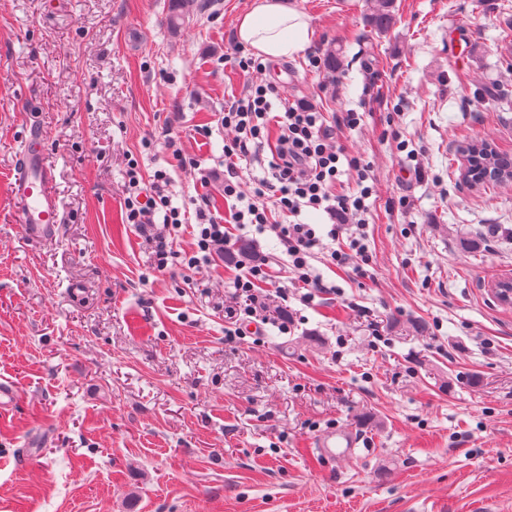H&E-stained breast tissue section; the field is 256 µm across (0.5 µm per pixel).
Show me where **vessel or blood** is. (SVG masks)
Returning a JSON list of instances; mask_svg holds the SVG:
<instances>
[{
  "instance_id": "1",
  "label": "vessel or blood",
  "mask_w": 512,
  "mask_h": 512,
  "mask_svg": "<svg viewBox=\"0 0 512 512\" xmlns=\"http://www.w3.org/2000/svg\"><path fill=\"white\" fill-rule=\"evenodd\" d=\"M53 173L45 160L43 134L29 133L17 156L10 190L21 204V224L26 238L42 241L53 238L61 224L59 204L52 192ZM356 439L349 432L330 430L319 436L317 447L327 459H350Z\"/></svg>"
}]
</instances>
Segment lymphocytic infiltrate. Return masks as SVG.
Masks as SVG:
<instances>
[{
    "label": "lymphocytic infiltrate",
    "mask_w": 512,
    "mask_h": 512,
    "mask_svg": "<svg viewBox=\"0 0 512 512\" xmlns=\"http://www.w3.org/2000/svg\"><path fill=\"white\" fill-rule=\"evenodd\" d=\"M277 95L272 84H251L225 107L221 122L233 136L224 143V197L233 206L226 218L212 214L204 205L196 209L194 248L188 263L212 261L230 246L234 230L249 226L259 232L269 229L286 249L293 284L302 289L303 300L310 301L324 288L309 267L321 238L313 225L299 222V214L305 209L323 211L338 224H367L373 176L369 162L347 155L334 141L315 105L298 100L277 107L272 103ZM263 150L271 155L268 175L257 183L252 199H244L238 163ZM346 171L351 172L354 186L351 191L337 192L336 185ZM125 180L126 221L146 233L158 267H165L173 255L171 235L187 221L165 193L168 173L159 169L152 178H145L137 160L132 159ZM275 211L289 215L290 223L271 222ZM268 277L265 261L249 258L240 262L233 286L241 303L227 313V340L243 339L249 325L264 320L266 296L261 285Z\"/></svg>",
    "instance_id": "1"
}]
</instances>
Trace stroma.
Returning <instances> with one entry per match:
<instances>
[{"instance_id":"35a3bbf8","label":"stroma","mask_w":512,"mask_h":512,"mask_svg":"<svg viewBox=\"0 0 512 512\" xmlns=\"http://www.w3.org/2000/svg\"><path fill=\"white\" fill-rule=\"evenodd\" d=\"M204 2L174 32L169 0H0V378L18 389L0 512H512V307L490 294L512 279V241L491 234L512 227V184L469 187L457 151L512 154V0H395L386 33L366 0H295L309 45L249 73L225 55L254 0ZM331 51L327 92L306 64ZM261 81L331 121L359 112L336 138L374 171L369 262L359 277L317 249L329 292L289 291L290 333L231 342L235 267L188 266L185 229L157 269L125 220V163L167 170L173 206L228 215L221 117ZM33 127L62 216L42 242L7 178ZM239 237L283 284L276 234ZM332 428L359 437L355 458L320 456Z\"/></svg>"}]
</instances>
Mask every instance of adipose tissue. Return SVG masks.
I'll list each match as a JSON object with an SVG mask.
<instances>
[{"label":"adipose tissue","mask_w":512,"mask_h":512,"mask_svg":"<svg viewBox=\"0 0 512 512\" xmlns=\"http://www.w3.org/2000/svg\"><path fill=\"white\" fill-rule=\"evenodd\" d=\"M237 41L265 61L302 51L311 41L307 16L292 0H255L236 23Z\"/></svg>","instance_id":"obj_1"}]
</instances>
